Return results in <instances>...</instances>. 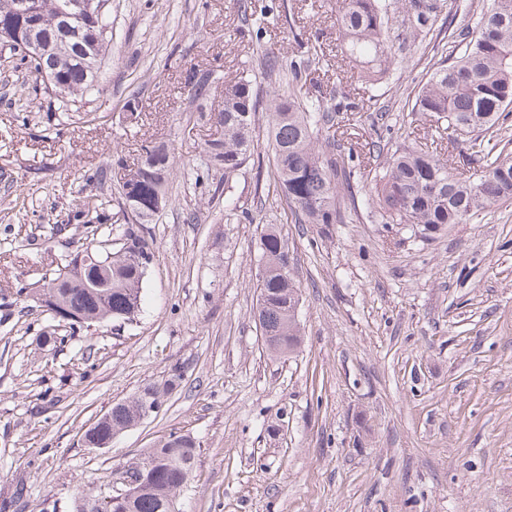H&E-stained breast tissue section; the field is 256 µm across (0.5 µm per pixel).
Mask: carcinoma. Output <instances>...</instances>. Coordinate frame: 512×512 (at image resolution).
I'll use <instances>...</instances> for the list:
<instances>
[{"label":"carcinoma","mask_w":512,"mask_h":512,"mask_svg":"<svg viewBox=\"0 0 512 512\" xmlns=\"http://www.w3.org/2000/svg\"><path fill=\"white\" fill-rule=\"evenodd\" d=\"M13 0H0V22L32 29L46 41L59 38L57 4L41 0L38 11L24 19L12 11ZM241 17L249 22L267 11L259 0H242ZM339 32L340 53L353 63L350 78L369 82L399 63L392 34L398 30L418 48L435 33H447L445 54L426 72V78L405 99L410 112L434 118L454 138L462 139L477 165L461 172L413 141L394 150L374 171L367 205L383 224H406L426 239L450 224L482 219L488 210L512 200V155L492 142L493 133L508 127L512 116V0H456L454 12L446 0H335L331 8ZM109 19L88 29L94 40L85 57L78 45L46 57H34L17 45L9 46L27 64L36 80L54 74L49 83L57 99L68 105L99 91L98 73L108 50ZM323 53L316 45L304 51L281 71L269 63L261 71L277 87L260 99L257 75L242 72L224 81V110L214 115L223 137L212 141L209 162L224 167V181L253 156L256 114L266 113L267 136L272 145L277 187L300 224H342L341 186L350 185L356 145L336 138L319 141V132L340 125L338 114L351 112L352 104L335 89L324 90L311 82L321 69ZM174 160L162 145L145 149L136 168L137 178L123 182L125 204L137 209L147 222L167 202V184ZM122 237L128 251L112 253L106 267L90 262L77 269L71 262L57 267L38 292L37 300L53 316L64 311L71 322L96 326L105 321H130L142 307L144 270L135 254L153 257L143 225L131 224ZM263 268L257 284L255 319L268 337L266 350L288 358L300 344L296 310L300 289L288 270V254L280 234L267 229L261 237ZM169 389L154 383L132 397L112 404L90 430L91 439L110 440L139 423L140 399L145 394L160 400ZM197 446L188 435L171 434L131 464L144 461L146 485L130 505L131 512H169L192 473Z\"/></svg>","instance_id":"cac0c4a2"}]
</instances>
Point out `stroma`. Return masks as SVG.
Listing matches in <instances>:
<instances>
[{
	"label": "stroma",
	"instance_id": "35a3bbf8",
	"mask_svg": "<svg viewBox=\"0 0 512 512\" xmlns=\"http://www.w3.org/2000/svg\"><path fill=\"white\" fill-rule=\"evenodd\" d=\"M244 23L238 0H109L99 95L70 106L34 88L0 47V512H71L172 433L199 446L180 512H512V201L431 239L382 223L356 160L348 219L296 223L266 136L232 179L206 144L224 82L257 54L280 65L321 44L322 85L357 104L359 143L410 134L463 165L462 142L403 109L441 40L386 79L340 82L330 0H271ZM214 72L205 99L190 72ZM136 102L128 111V102ZM177 170L146 229L153 260L133 321L83 328L33 299L87 239L120 248L136 217L119 183L146 145ZM234 209H226L225 199ZM275 225L301 289V344L264 351L254 318L261 233ZM160 411L99 451L81 432L172 367Z\"/></svg>",
	"mask_w": 512,
	"mask_h": 512
}]
</instances>
